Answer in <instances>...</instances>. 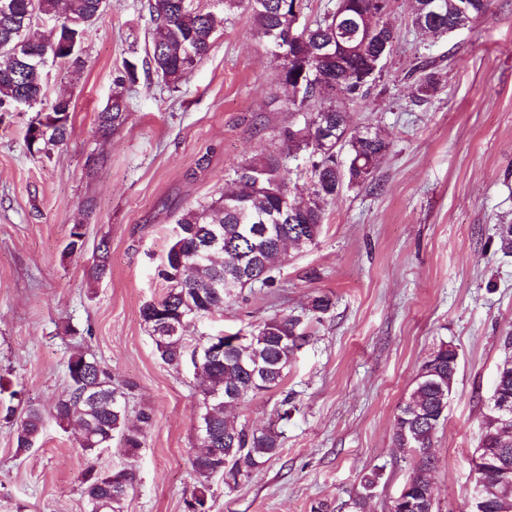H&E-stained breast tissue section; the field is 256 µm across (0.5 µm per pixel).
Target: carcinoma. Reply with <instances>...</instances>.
<instances>
[{"mask_svg": "<svg viewBox=\"0 0 512 512\" xmlns=\"http://www.w3.org/2000/svg\"><path fill=\"white\" fill-rule=\"evenodd\" d=\"M469 5V23L485 14L491 0H432L435 11L424 16L413 12L411 25L439 39L454 31L459 10ZM303 0H221L224 12L247 15L275 62V83L288 93L287 109L293 122L281 132L285 156L308 155V197L291 193V169L281 156L268 154L237 170L236 187L208 206L191 209L177 220L176 232L159 271L166 283L164 294L146 302L140 317L149 328L161 361L172 369L185 359L184 331L194 318L224 309L226 301L259 283L275 280V262L282 250L276 240L284 237L298 250L315 244L325 218V206L336 200L343 185L361 187L374 179L390 138L377 128L356 127L349 116L336 119V98L367 96L382 75L399 35L389 21V0H340L336 8L301 29H291L294 10ZM11 14L0 15V110L20 99L42 102L45 96L43 68L38 55L58 47V63L79 64L60 43L67 36L82 44L101 14V0H12ZM154 24L146 64L169 87L189 79L198 62L213 47L214 34L224 23L221 14L202 11L192 0H149ZM42 16L54 26H33ZM416 71V96L423 98L438 88V73L431 62ZM128 105L117 90L97 114L98 130L118 131L127 119ZM70 109L53 102L49 111L29 125L24 141L31 153L49 154L66 144L70 136ZM288 195L292 221L271 225L282 199L271 192V183ZM275 232L268 233V228ZM83 225L69 230L65 251L77 254L84 246ZM304 320L299 316L273 318L244 337H224V353L202 366L203 411L198 433L211 435L191 459L195 484L183 500V512H211V480L224 478L232 490L282 451V433L270 424L262 428L234 427L224 420V409L260 392L279 388L296 352L303 345ZM448 348L443 343L420 366L408 397L394 416L392 447L412 457L411 473L392 500L390 512H436L429 497L427 473L432 468L429 449L448 412ZM70 381L67 394L56 400L59 425L79 427V446L94 459L112 440L120 437L125 454L134 457L142 447L152 415L143 412L140 426L127 424L125 392L112 386V376L93 357L73 352L67 360ZM496 411L485 420L483 448H506L512 458V434L501 436L493 425ZM43 415L30 405L14 430L18 455L36 447L43 431ZM489 493L485 512H512V487L498 484L499 469L492 465L481 474ZM379 479L375 471L362 477L364 493L354 501L363 512L365 500ZM137 481L131 463L101 471L89 465L83 475V494L90 512H123L124 503Z\"/></svg>", "mask_w": 512, "mask_h": 512, "instance_id": "obj_1", "label": "carcinoma"}]
</instances>
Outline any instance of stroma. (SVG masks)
Returning <instances> with one entry per match:
<instances>
[{
	"mask_svg": "<svg viewBox=\"0 0 512 512\" xmlns=\"http://www.w3.org/2000/svg\"><path fill=\"white\" fill-rule=\"evenodd\" d=\"M147 4L109 0L81 64L46 67L45 102L0 112V399L39 405L45 416L38 446L24 455L14 423L0 419V512H88V460L76 429L53 416L78 347L113 384L135 383L131 425L152 415L125 512H183L194 483L200 378L192 361L162 363L140 309L164 291L157 270L180 215L233 188L241 163L272 152L289 114L271 55L247 17L232 14L178 88L139 71L124 87L125 125L102 137L97 114L125 61L147 57ZM411 6L393 0L400 41L370 95L337 101L352 125L378 126L392 140L375 186L343 189L316 244L290 251L273 286L245 289L186 330L193 351L217 333L304 314L312 297L332 302L310 323L281 388L230 412L238 426L276 423L283 449L235 490L213 479L212 512H311L321 503L355 512L372 470L380 479L365 512H389L411 473L391 446L392 422L443 342L456 347L459 367L432 442L433 491L439 512H468L472 455L512 335V254L496 235L512 223V0H493L471 29L436 41L411 26ZM420 54L437 59L440 84L416 105L408 72ZM60 96L71 100L67 143L29 153L28 124ZM75 224L85 246L68 255ZM103 241L110 269L95 280L89 269Z\"/></svg>",
	"mask_w": 512,
	"mask_h": 512,
	"instance_id": "35a3bbf8",
	"label": "stroma"
}]
</instances>
